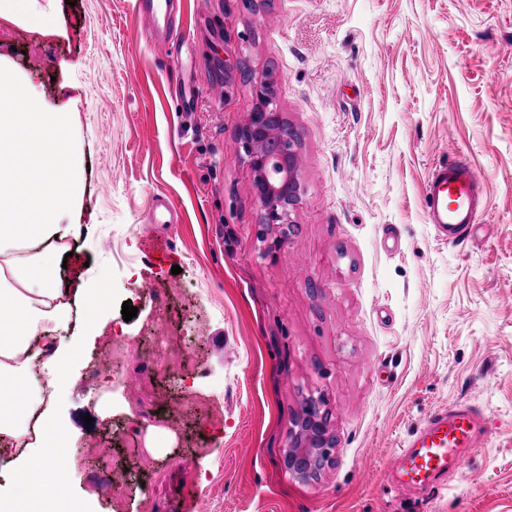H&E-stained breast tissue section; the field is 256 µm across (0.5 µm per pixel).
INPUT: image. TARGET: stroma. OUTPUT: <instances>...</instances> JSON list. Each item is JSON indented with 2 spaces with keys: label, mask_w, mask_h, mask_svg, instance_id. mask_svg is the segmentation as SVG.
Returning <instances> with one entry per match:
<instances>
[{
  "label": "stroma",
  "mask_w": 512,
  "mask_h": 512,
  "mask_svg": "<svg viewBox=\"0 0 512 512\" xmlns=\"http://www.w3.org/2000/svg\"><path fill=\"white\" fill-rule=\"evenodd\" d=\"M133 4L56 0L50 44L23 16L0 36V68L74 115L68 220L86 230L61 286L82 295L99 270L113 285L103 331H74L58 410L78 430L73 498L88 512H193L200 496L208 512H512V0H182L178 68ZM179 74L195 111L171 90ZM269 75L297 139L288 236L262 228L237 138ZM446 161L468 163L488 201L460 245L427 221ZM160 315L197 353L193 377L132 362L123 412L95 416L113 337L145 340ZM312 395L336 446L301 480L288 433ZM148 398L174 437L161 452L146 431L135 450L122 438ZM455 401L485 410V442L447 489L399 486L398 448ZM105 475L122 496L99 490Z\"/></svg>",
  "instance_id": "stroma-1"
}]
</instances>
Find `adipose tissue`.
<instances>
[{"instance_id":"ef3b65f1","label":"adipose tissue","mask_w":512,"mask_h":512,"mask_svg":"<svg viewBox=\"0 0 512 512\" xmlns=\"http://www.w3.org/2000/svg\"><path fill=\"white\" fill-rule=\"evenodd\" d=\"M76 147L71 113L45 111L0 74V459L10 469L0 512H28L32 500L44 512L72 504L70 473L55 462L75 440L56 411L79 355L67 335L72 303L58 284L80 236L63 220L77 204Z\"/></svg>"}]
</instances>
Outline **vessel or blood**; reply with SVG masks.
<instances>
[{"mask_svg":"<svg viewBox=\"0 0 512 512\" xmlns=\"http://www.w3.org/2000/svg\"><path fill=\"white\" fill-rule=\"evenodd\" d=\"M133 11L151 43L172 44L180 39L173 0H135ZM427 197L429 223L435 224L449 244L463 243L475 223L481 197L473 170L460 161L435 167ZM485 422L482 409L466 402L436 410L397 451L400 484L425 493L440 489L449 470L459 468L468 452L482 445Z\"/></svg>","mask_w":512,"mask_h":512,"instance_id":"1","label":"vessel or blood"}]
</instances>
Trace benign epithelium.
Returning a JSON list of instances; mask_svg holds the SVG:
<instances>
[{
  "instance_id": "7a95c632",
  "label": "benign epithelium",
  "mask_w": 512,
  "mask_h": 512,
  "mask_svg": "<svg viewBox=\"0 0 512 512\" xmlns=\"http://www.w3.org/2000/svg\"><path fill=\"white\" fill-rule=\"evenodd\" d=\"M255 99L238 138L253 173L262 224L283 225L300 194L295 175L297 154L291 136L282 127L271 81L255 86ZM322 404V398L311 395L302 413L291 419L286 459L289 471L300 477L318 470L333 449L327 416L320 411Z\"/></svg>"
}]
</instances>
